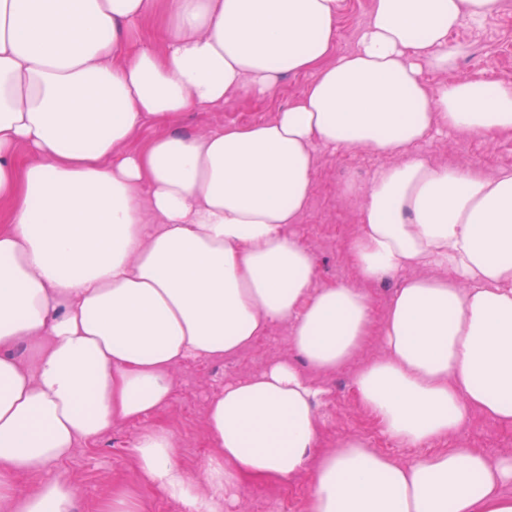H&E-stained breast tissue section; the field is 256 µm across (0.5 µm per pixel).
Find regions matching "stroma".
I'll list each match as a JSON object with an SVG mask.
<instances>
[{"label":"stroma","mask_w":512,"mask_h":512,"mask_svg":"<svg viewBox=\"0 0 512 512\" xmlns=\"http://www.w3.org/2000/svg\"><path fill=\"white\" fill-rule=\"evenodd\" d=\"M370 10L371 0H343L337 21V53L344 54L354 48ZM451 40L461 45L462 53L452 70L443 74L427 72L430 87L455 79L512 81V0H502L498 11L482 27L463 23ZM305 83L302 76L285 77L274 93L263 100L239 94L228 96L220 107L184 113L175 128L184 133H203L231 123L271 119L293 103ZM413 153L437 165L460 166L491 177L499 168L512 166V135L442 132L417 144ZM392 161V156L368 148L336 151L318 148L308 208L300 222L288 228L314 256L318 285L357 283L348 253V243L358 230L357 202L347 196L346 190L351 185L366 189L376 170ZM381 353L380 338L373 335L345 366L329 373H315V380L330 390V399L321 410L320 445L330 448L337 440L357 434L367 439L371 447L406 463L417 457V449L390 440L356 404L355 373L364 361ZM293 355L291 328L279 323L241 354L204 363L177 364L172 372L175 392L165 408L140 421L113 424L110 431L96 439L79 441L70 459L57 469V476L72 482L77 489L76 512H96L99 501L116 483L134 489L147 512H187L182 503L139 486L133 466L137 437L154 426L167 427L177 438L178 462L194 471L200 469L212 452L205 426L209 401L223 390L225 383L245 378L269 362ZM460 439L492 457L512 454V427L477 410L471 411ZM286 490L293 492L296 505H304L311 491L308 475H299L284 486H244L238 491L230 512H279L278 500Z\"/></svg>","instance_id":"obj_1"}]
</instances>
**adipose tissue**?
<instances>
[{
  "instance_id": "1",
  "label": "adipose tissue",
  "mask_w": 512,
  "mask_h": 512,
  "mask_svg": "<svg viewBox=\"0 0 512 512\" xmlns=\"http://www.w3.org/2000/svg\"><path fill=\"white\" fill-rule=\"evenodd\" d=\"M342 2L0 0V512H74L76 487L49 471L78 441L164 407L173 365L240 353L278 323L293 357L210 401L203 468L185 470L174 434L151 428L133 446L142 484L188 512H226L242 485L305 472L307 512H512V455L438 446L474 410L512 425V168L485 178L408 153L440 130L512 133V83L424 77L453 68L449 35L499 0H372L340 55ZM163 8L172 27L140 40ZM290 75L308 81L272 119L172 129ZM320 145L395 158L357 213L358 287H316L287 231ZM397 274L374 320L363 286ZM375 333L383 353L357 371V400L422 449L409 463L356 435L318 447L327 390L308 372L336 370ZM22 474L40 480L22 492Z\"/></svg>"
}]
</instances>
